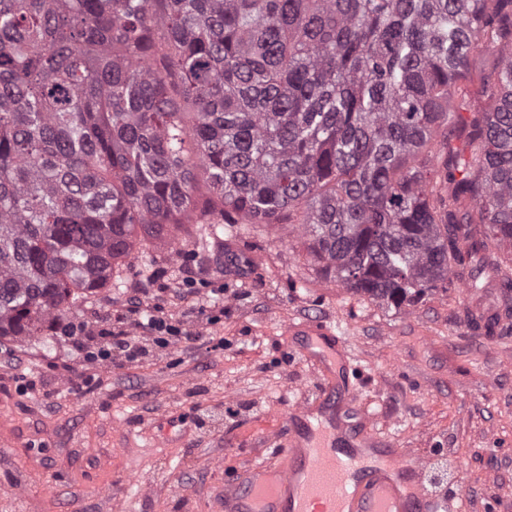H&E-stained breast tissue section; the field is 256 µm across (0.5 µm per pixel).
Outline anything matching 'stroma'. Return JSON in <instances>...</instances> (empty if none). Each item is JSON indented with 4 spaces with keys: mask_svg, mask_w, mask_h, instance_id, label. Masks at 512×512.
I'll list each match as a JSON object with an SVG mask.
<instances>
[{
    "mask_svg": "<svg viewBox=\"0 0 512 512\" xmlns=\"http://www.w3.org/2000/svg\"><path fill=\"white\" fill-rule=\"evenodd\" d=\"M187 279L196 295L180 294ZM497 286L453 277L395 309L324 277L299 231L186 225L61 318L102 331L138 294L182 338L96 367L57 331L0 344V512H219L225 478L269 459L285 414L321 386L285 335L302 317L336 325L372 430L423 457L437 493L512 512V330L490 342L466 320ZM25 377L37 388L23 394Z\"/></svg>",
    "mask_w": 512,
    "mask_h": 512,
    "instance_id": "35a3bbf8",
    "label": "stroma"
}]
</instances>
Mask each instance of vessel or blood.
I'll use <instances>...</instances> for the list:
<instances>
[{"mask_svg": "<svg viewBox=\"0 0 512 512\" xmlns=\"http://www.w3.org/2000/svg\"><path fill=\"white\" fill-rule=\"evenodd\" d=\"M288 334L329 384L285 415L270 460L225 481L223 512H466L429 492L411 449L382 447L368 432L358 390L340 375L351 354L335 330L304 318Z\"/></svg>", "mask_w": 512, "mask_h": 512, "instance_id": "1", "label": "vessel or blood"}]
</instances>
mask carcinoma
Segmentation results:
<instances>
[{
  "instance_id": "carcinoma-1",
  "label": "carcinoma",
  "mask_w": 512,
  "mask_h": 512,
  "mask_svg": "<svg viewBox=\"0 0 512 512\" xmlns=\"http://www.w3.org/2000/svg\"><path fill=\"white\" fill-rule=\"evenodd\" d=\"M192 220L297 222L388 306L476 286L512 246V0H0V342ZM457 104H463L465 109L462 113L468 116L469 112L482 109L487 101L485 89L479 80H463L460 82V88L454 96Z\"/></svg>"
}]
</instances>
